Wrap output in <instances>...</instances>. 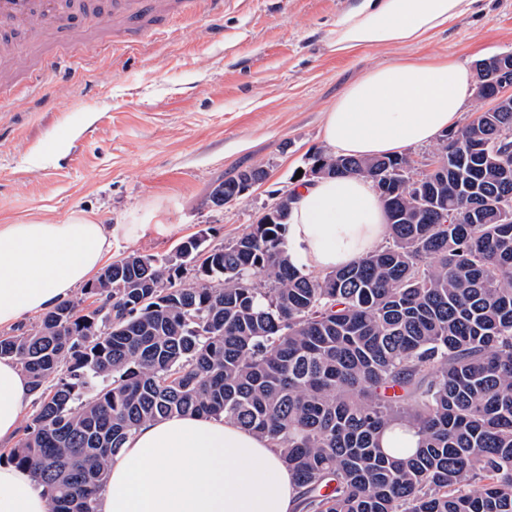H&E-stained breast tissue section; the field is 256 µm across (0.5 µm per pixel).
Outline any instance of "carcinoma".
Here are the masks:
<instances>
[{
  "mask_svg": "<svg viewBox=\"0 0 512 512\" xmlns=\"http://www.w3.org/2000/svg\"><path fill=\"white\" fill-rule=\"evenodd\" d=\"M496 91L489 71L476 96ZM512 109L480 112L433 168L407 155L308 166L379 187L390 242L322 278L299 272L288 212L230 244L132 252L29 334L0 336L36 408L7 461L49 512H98L108 462L141 424L224 416L269 438L298 512H512ZM240 176L224 199H240ZM195 271V281L182 274ZM403 422L419 448L380 434ZM420 437L407 425L393 424L380 438V447L396 457H404L409 449L417 448Z\"/></svg>",
  "mask_w": 512,
  "mask_h": 512,
  "instance_id": "carcinoma-1",
  "label": "carcinoma"
}]
</instances>
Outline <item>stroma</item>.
Segmentation results:
<instances>
[{"mask_svg":"<svg viewBox=\"0 0 512 512\" xmlns=\"http://www.w3.org/2000/svg\"><path fill=\"white\" fill-rule=\"evenodd\" d=\"M355 3L226 0L221 26L180 24L130 52L71 44L77 80L0 97V224L79 210L147 222L160 205L165 231L114 243L113 259L168 256L198 236L230 243L323 148V115L346 85L399 59L450 55L470 67L512 52V0H483L425 44L336 53L332 25ZM255 166L267 172L261 184L212 206L218 184Z\"/></svg>","mask_w":512,"mask_h":512,"instance_id":"35a3bbf8","label":"stroma"}]
</instances>
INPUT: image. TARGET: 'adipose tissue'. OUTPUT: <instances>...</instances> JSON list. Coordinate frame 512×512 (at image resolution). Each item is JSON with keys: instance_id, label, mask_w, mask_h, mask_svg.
I'll return each mask as SVG.
<instances>
[{"instance_id": "1", "label": "adipose tissue", "mask_w": 512, "mask_h": 512, "mask_svg": "<svg viewBox=\"0 0 512 512\" xmlns=\"http://www.w3.org/2000/svg\"><path fill=\"white\" fill-rule=\"evenodd\" d=\"M479 0H358L336 21L332 46L347 53L419 43L456 25ZM473 93L450 56L399 60L346 87L324 115L330 153L400 154L453 130ZM288 253L301 271L334 270L373 252L387 232L373 182L323 177L292 190ZM144 224L102 223L75 211L60 224L0 225V327L52 309L112 259V242ZM31 396L18 365L0 359V442L17 433ZM301 488L268 440L231 420L175 415L138 427L108 463L99 512H296ZM29 470L0 466V512H48Z\"/></svg>"}]
</instances>
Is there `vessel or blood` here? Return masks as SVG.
Here are the masks:
<instances>
[{"label": "vessel or blood", "instance_id": "obj_1", "mask_svg": "<svg viewBox=\"0 0 512 512\" xmlns=\"http://www.w3.org/2000/svg\"><path fill=\"white\" fill-rule=\"evenodd\" d=\"M203 13L211 21L224 16V0H0V94L13 89L12 69L29 70L27 90L42 71L56 69L60 78H74L78 70L62 56L46 59L37 67L15 51L17 35L38 29L66 40L83 39L87 23L112 30L111 48L129 46L144 38L164 33L175 18Z\"/></svg>", "mask_w": 512, "mask_h": 512}]
</instances>
